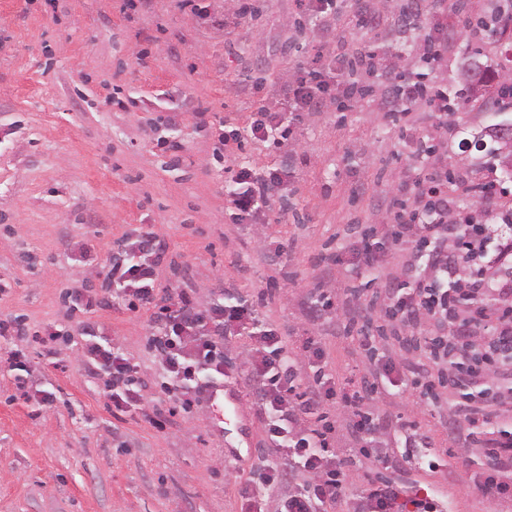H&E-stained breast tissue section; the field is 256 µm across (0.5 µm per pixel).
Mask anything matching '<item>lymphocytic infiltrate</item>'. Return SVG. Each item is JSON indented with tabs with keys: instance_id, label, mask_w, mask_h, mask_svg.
<instances>
[{
	"instance_id": "obj_1",
	"label": "lymphocytic infiltrate",
	"mask_w": 512,
	"mask_h": 512,
	"mask_svg": "<svg viewBox=\"0 0 512 512\" xmlns=\"http://www.w3.org/2000/svg\"><path fill=\"white\" fill-rule=\"evenodd\" d=\"M332 65L376 68L380 60L361 50L336 57L319 49L311 66L281 88L295 118L326 99L350 96L349 84L330 75ZM233 180L240 186L231 199L234 216L245 221L270 203L280 176L243 167ZM407 195L412 218L394 225L391 240L412 253V286L374 292L342 315L346 331H357L361 346L370 351L380 339L376 323L386 321L399 354L394 360L378 358L351 393L327 373L320 338L303 336L299 348H290L288 334L266 321L260 301L239 297L202 308L195 289L159 290L152 258L164 245L156 234L147 232L122 245L104 270L105 282L120 285L128 297V310L148 315L152 346L177 388L199 393L231 376L219 351L228 340L247 339L243 375L268 418L273 451L263 464L265 478L279 483L295 470L305 476L280 512H331L343 499L352 473L347 457L328 451L336 427L327 421L326 410L342 402L355 453L374 456L380 425L363 412L361 402L386 382L415 389L423 403L437 399L439 387L458 389L454 415L485 449L486 470L474 477L475 488L490 502L512 495V429L499 430L493 438L478 430L491 411H512V277L490 273L491 267L512 265V225L449 223L448 171L441 167L424 171ZM83 334L84 356L112 377L114 406L134 405L139 364L102 346L96 322H86ZM418 351L426 362L415 360ZM307 366L315 377L305 384L301 373ZM360 502L361 512H440L426 489L380 477L366 479Z\"/></svg>"
}]
</instances>
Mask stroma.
I'll use <instances>...</instances> for the list:
<instances>
[{
  "instance_id": "stroma-1",
  "label": "stroma",
  "mask_w": 512,
  "mask_h": 512,
  "mask_svg": "<svg viewBox=\"0 0 512 512\" xmlns=\"http://www.w3.org/2000/svg\"><path fill=\"white\" fill-rule=\"evenodd\" d=\"M206 2L211 15L202 18L180 0L134 11L123 0H0V277L13 281L0 314L32 330L0 338V512H241L238 483L269 452L246 395L230 421L217 420L205 396L154 429L148 414L172 407L178 393L149 346L147 317L122 306L95 318L102 345L139 363L141 408L113 416L109 374L80 358L86 315L72 294H101L116 239L135 228L159 234V284L196 289L204 308L223 303L225 289L246 296L276 282L265 317L301 335L318 282L330 279L337 303L348 302L352 271L330 257L360 249L365 230L389 223L386 207L403 184L430 164L482 166L480 152L435 130L428 101L404 121L437 144L430 161L387 118L395 53L409 45L403 59L417 69L412 49L429 25L404 29L382 0L366 3L380 19L372 31L356 29L346 6L317 16L298 0H255L256 13L238 16L228 0ZM465 44L449 19L432 83H457ZM321 46L374 50L383 60L374 90L351 109L333 100L294 120L280 86ZM261 104L278 115L271 142L230 140L215 151L213 119L242 127ZM174 141L184 151L173 152ZM235 164L285 170L287 206L237 222L224 183ZM84 243L95 262L81 260ZM47 327L57 331L53 361L38 337ZM320 336L336 381L359 383L374 355L336 327ZM15 350L28 356V399L3 360ZM455 398L447 387L428 404L412 390L375 395L372 416L415 420L426 445L404 447L385 430V464L356 465L336 512H355L367 475L428 489L445 512H512V498L490 503L470 487L483 450L454 428Z\"/></svg>"
}]
</instances>
